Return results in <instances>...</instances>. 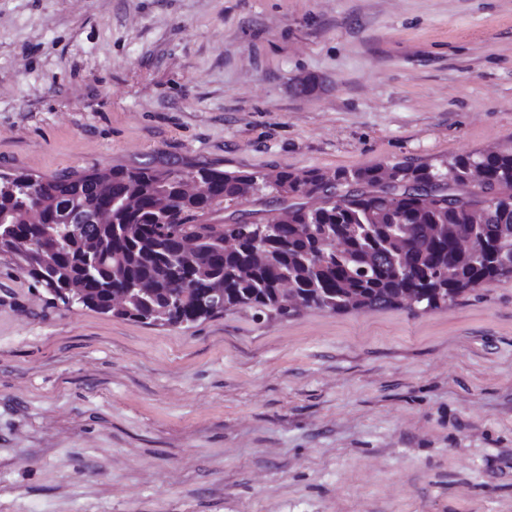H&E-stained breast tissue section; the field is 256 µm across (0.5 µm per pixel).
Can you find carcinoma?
Segmentation results:
<instances>
[{
  "instance_id": "carcinoma-1",
  "label": "carcinoma",
  "mask_w": 512,
  "mask_h": 512,
  "mask_svg": "<svg viewBox=\"0 0 512 512\" xmlns=\"http://www.w3.org/2000/svg\"><path fill=\"white\" fill-rule=\"evenodd\" d=\"M485 189L459 193L473 169ZM199 181L207 194L190 196L184 181ZM284 194L293 202L261 221L201 224L247 198ZM491 193L498 202L486 205ZM110 213L105 224L68 227L76 211ZM0 255L43 288L81 291L87 308L105 312L116 288L144 282L154 289L152 306H168L171 255L182 239L197 242L178 257L189 276L182 305L168 310L173 323L209 318L198 295L224 290L228 309L288 315L279 306L289 285L314 304L336 313L415 306L435 309L486 283L511 279L503 259H512V150L457 155L432 164L376 165L317 171L300 177L288 170L226 171L200 165L188 172L133 167L60 172L34 178L0 176ZM263 233L269 250L253 257L252 240ZM45 238L42 249L16 256L10 245ZM488 250L456 256L460 239ZM66 240L57 251L55 239ZM236 246L226 251L224 243Z\"/></svg>"
}]
</instances>
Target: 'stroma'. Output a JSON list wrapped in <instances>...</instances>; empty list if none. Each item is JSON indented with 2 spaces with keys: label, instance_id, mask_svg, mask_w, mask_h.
I'll use <instances>...</instances> for the list:
<instances>
[{
  "label": "stroma",
  "instance_id": "obj_1",
  "mask_svg": "<svg viewBox=\"0 0 512 512\" xmlns=\"http://www.w3.org/2000/svg\"><path fill=\"white\" fill-rule=\"evenodd\" d=\"M504 149L512 0H0L3 174ZM0 512H512V279L154 327L0 255Z\"/></svg>",
  "mask_w": 512,
  "mask_h": 512
}]
</instances>
